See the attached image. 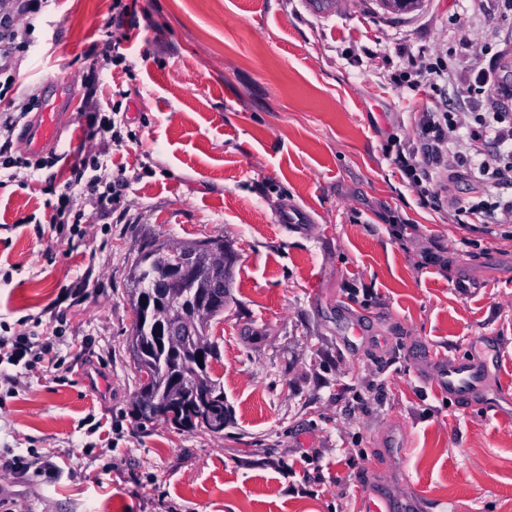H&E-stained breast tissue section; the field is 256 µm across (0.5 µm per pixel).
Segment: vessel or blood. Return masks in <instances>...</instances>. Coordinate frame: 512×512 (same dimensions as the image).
Segmentation results:
<instances>
[{"instance_id":"vessel-or-blood-1","label":"vessel or blood","mask_w":512,"mask_h":512,"mask_svg":"<svg viewBox=\"0 0 512 512\" xmlns=\"http://www.w3.org/2000/svg\"><path fill=\"white\" fill-rule=\"evenodd\" d=\"M56 137V118L53 111L40 113L38 124L24 146L29 153H41L45 144ZM427 359L434 367L432 382L439 392L448 394L461 404L482 399L486 391L488 365L483 350L474 356L451 358L442 353H429Z\"/></svg>"}]
</instances>
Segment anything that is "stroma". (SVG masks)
<instances>
[{"label": "stroma", "mask_w": 512, "mask_h": 512, "mask_svg": "<svg viewBox=\"0 0 512 512\" xmlns=\"http://www.w3.org/2000/svg\"><path fill=\"white\" fill-rule=\"evenodd\" d=\"M113 0H50L16 65L11 110L60 114L53 167L0 169V334L53 338L56 366L0 387V459L53 454L54 472L0 473L17 512H364V489L415 512H512V224H452L475 179L417 201L388 153L418 112L512 115V0H133L98 48ZM442 59L497 88L412 91L408 64ZM102 75L87 88L89 67ZM122 86L124 139L91 136L89 106ZM123 173L105 216L83 198L73 242L51 225L78 156ZM295 224L279 220L283 212ZM414 225L398 240L394 220ZM219 237L233 301L213 320L210 371L232 418L219 434L132 414L127 273L145 242ZM85 285L84 298L65 300ZM361 337L348 345L353 326ZM497 346V413L424 384L426 351ZM408 450L393 458L391 447ZM116 8L120 10L118 14H115V16L114 14H112V19L107 24V30L104 32L106 39L104 40L102 49V56H104L106 60H110V62H113V60L116 61L117 59H120V55L122 54L118 52L120 46L116 42L112 41V36L110 35L111 32L108 29L114 26L116 23H122L125 15H127L129 10V7H127L126 4L122 6L120 2L116 3Z\"/></svg>", "instance_id": "stroma-1"}]
</instances>
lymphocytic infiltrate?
Wrapping results in <instances>:
<instances>
[{"label":"lymphocytic infiltrate","instance_id":"1","mask_svg":"<svg viewBox=\"0 0 512 512\" xmlns=\"http://www.w3.org/2000/svg\"><path fill=\"white\" fill-rule=\"evenodd\" d=\"M48 0H0V101L15 87V59L26 52L33 31L31 24ZM28 108L19 113L0 114V169L23 168L41 170L51 166L52 157L31 158L15 154L13 133ZM468 128L467 137H460L461 128ZM505 145V152L487 157L488 140ZM390 149L395 153L398 170L420 202H428L431 187L439 175L456 177L462 168L475 166L478 185L483 192L512 187V122L500 112H423L415 121V133L403 138L393 137ZM99 158L81 156L70 168L67 189L58 196L55 217L80 223L81 213L72 211L71 194L79 192L107 207L124 180L122 176L106 178ZM452 222L458 224H511L512 199H496L484 204L455 201L448 210ZM54 344L46 338H35L26 330L10 337L0 336V378L15 383V375L6 373V366L29 368L41 362H53Z\"/></svg>","mask_w":512,"mask_h":512}]
</instances>
